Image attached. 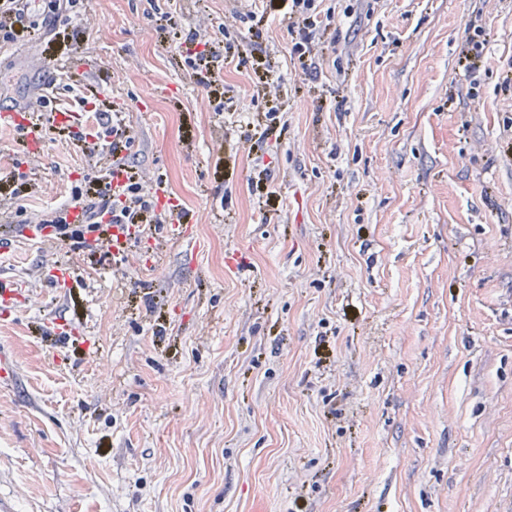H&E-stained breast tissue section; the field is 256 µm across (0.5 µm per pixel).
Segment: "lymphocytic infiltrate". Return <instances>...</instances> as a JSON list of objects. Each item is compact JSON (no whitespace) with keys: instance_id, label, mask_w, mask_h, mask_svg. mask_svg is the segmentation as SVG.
<instances>
[{"instance_id":"obj_1","label":"lymphocytic infiltrate","mask_w":512,"mask_h":512,"mask_svg":"<svg viewBox=\"0 0 512 512\" xmlns=\"http://www.w3.org/2000/svg\"><path fill=\"white\" fill-rule=\"evenodd\" d=\"M63 8L76 17L86 4L84 0H0V42L9 44L23 39L30 31L28 21L32 11L55 15ZM316 9V0H288V27L299 34L298 41L292 45V54L304 70L312 66L315 57ZM219 45L218 38L206 31L192 32L178 45V52L196 84L212 93L218 92L223 84L220 72L208 65L210 59L218 57ZM76 101L79 107L92 109V123L85 133L90 140L88 151L105 152L107 163L101 167L99 176L73 190L71 206L78 211L75 220H68L66 212L61 211L41 220V227L47 228L51 238L79 248L84 245L86 234L104 232L112 224H135L143 228L170 223V215L156 211L137 173L124 163L122 154L131 139L125 125L114 122L111 106L94 91L78 95ZM117 173L124 174L125 184L121 193L108 194L107 181Z\"/></svg>"}]
</instances>
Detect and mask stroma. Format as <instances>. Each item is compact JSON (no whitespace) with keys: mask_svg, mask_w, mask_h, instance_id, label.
Segmentation results:
<instances>
[{"mask_svg":"<svg viewBox=\"0 0 512 512\" xmlns=\"http://www.w3.org/2000/svg\"><path fill=\"white\" fill-rule=\"evenodd\" d=\"M317 6L309 73L260 0H90L66 27L72 84L120 113L199 250L159 227L118 265L29 240L98 166L48 116H25L38 155L0 123V208L24 210L0 280L29 297L0 314L17 512H512V0ZM198 25L239 58L219 97L175 48ZM53 51L38 30L0 54V113ZM468 37L461 49V63L467 74H473L477 62L485 55V49L490 43V31L478 20L470 21L467 27Z\"/></svg>","mask_w":512,"mask_h":512,"instance_id":"1","label":"stroma"}]
</instances>
